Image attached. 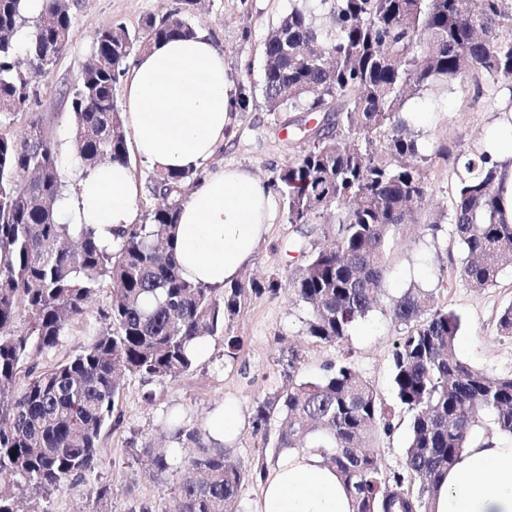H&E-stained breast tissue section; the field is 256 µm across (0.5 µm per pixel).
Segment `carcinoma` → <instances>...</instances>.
I'll use <instances>...</instances> for the list:
<instances>
[{"label": "carcinoma", "instance_id": "obj_1", "mask_svg": "<svg viewBox=\"0 0 512 512\" xmlns=\"http://www.w3.org/2000/svg\"><path fill=\"white\" fill-rule=\"evenodd\" d=\"M291 2L264 41L262 105L318 113L339 130L319 135L296 124L300 150L269 181L290 224H315L336 210V223L321 227L328 245L290 244L302 264L284 285L277 272L264 283L236 279L222 288L181 276L170 244L203 171H152L145 187L158 204L108 246L91 226L58 219L65 182L44 117L31 115L24 137L0 135V512H18L16 487L30 491V512H49L51 492L74 487L101 464L99 440L120 373L164 381L190 371V344L224 332L267 291L284 286L309 308L306 335L314 340H347L385 292L390 254L427 200L434 157L462 167L450 219L465 255L462 280L487 288L501 262L512 260V221L502 206L512 159L484 151L463 161L445 145L431 157L403 117L410 96L464 73L479 90L508 92L512 104V0H319L320 18L309 0ZM195 4L181 0L138 30L115 23L96 34L70 91L85 171L128 164L116 89L142 44L195 34L188 18ZM25 14L26 0H0V120L28 106L33 78L65 50L73 25L71 0H43L30 31ZM256 103L252 86L238 82L234 111ZM107 283L112 298L91 342L53 363L34 361L60 345ZM389 312L399 333L392 381L410 418L402 471L385 474L367 450L378 430L390 431L392 413L347 359L326 364L316 379L299 378V353L288 348L279 357L288 385L256 402L251 423L265 439L278 423L277 456L319 452L347 487L351 512H430L448 469L476 437L512 436V374H489L458 355L460 318L438 305L434 290L413 285L391 299ZM169 423L174 438L197 444L172 462L165 452L150 456L156 470L176 475L178 512H239L243 482L266 470L249 472L177 416Z\"/></svg>", "mask_w": 512, "mask_h": 512}]
</instances>
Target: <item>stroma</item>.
<instances>
[{
    "instance_id": "1",
    "label": "stroma",
    "mask_w": 512,
    "mask_h": 512,
    "mask_svg": "<svg viewBox=\"0 0 512 512\" xmlns=\"http://www.w3.org/2000/svg\"><path fill=\"white\" fill-rule=\"evenodd\" d=\"M73 28L66 50L50 68L48 77L33 83L30 111L54 117L56 149L63 162L64 181L75 190L81 170L73 159L68 91L80 80L92 55L96 34L103 26L121 23L138 29L147 17L173 12L179 0H73ZM288 9V0H201L191 21L206 33L223 53L231 81L246 79L260 84L263 75L262 44L269 27ZM500 96H477L470 76L460 77L454 87L437 85L410 99L405 115L427 148L444 142L464 153L484 151L487 142L512 125V112L505 111ZM287 112L272 114L254 107L239 112L228 136L209 169L234 165L268 181L276 166L293 157L299 145L290 135ZM456 175L451 164L436 162L429 173V195L411 227L390 258L385 287L398 295L416 283L436 289L441 307L461 320L457 349L471 365L493 374L512 373V337L500 335V311L512 303V265L503 266L495 286L476 290L459 277L461 254L451 224L441 226L438 239L423 233L424 225L451 213ZM276 217L267 235L242 274L266 279L273 271L288 274L297 269L290 243L298 239L288 224L283 204H276ZM110 288L91 300L84 321L75 323L60 345L46 355L53 362L78 353L91 339L89 327L110 301ZM309 310L287 290L256 299L246 311L226 326L225 336L237 337L236 358L224 354L225 336L208 337L206 356L195 367L166 382L137 374L122 378L120 399L111 423L102 432L100 467L79 479L75 488H61L50 498L51 512H137L147 502L153 512H174V476L151 468L145 454L149 445H161L177 453L192 452V442L175 440L168 426L169 415H178L190 429L205 430L207 421L224 403H234L241 413L237 433L226 443L233 457L246 466L271 465L275 453L262 446L250 421L257 400L282 387L286 379L279 362L282 349L295 347L300 354L298 373L319 376L325 364L349 359L379 398L392 410V430L377 433L372 442L386 472L400 471L408 440V416L397 402L392 383L391 358L399 334L387 305H380L371 320L359 326L349 340L325 344L305 334ZM110 485L108 500L96 498L102 485Z\"/></svg>"
}]
</instances>
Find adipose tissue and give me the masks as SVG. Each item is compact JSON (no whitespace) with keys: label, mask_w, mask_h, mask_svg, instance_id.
Instances as JSON below:
<instances>
[{"label":"adipose tissue","mask_w":512,"mask_h":512,"mask_svg":"<svg viewBox=\"0 0 512 512\" xmlns=\"http://www.w3.org/2000/svg\"><path fill=\"white\" fill-rule=\"evenodd\" d=\"M128 121L142 162L157 170L204 169L233 122L224 56L207 34L155 42L126 75ZM128 167L103 163L66 205L69 223L91 225L102 243L134 223ZM274 220L271 192L247 171L205 172L179 213L172 240L182 275L217 288L252 259ZM254 512H350V497L319 455L289 452L268 470ZM432 512H512V438L473 443L442 480Z\"/></svg>","instance_id":"ef3b65f1"}]
</instances>
